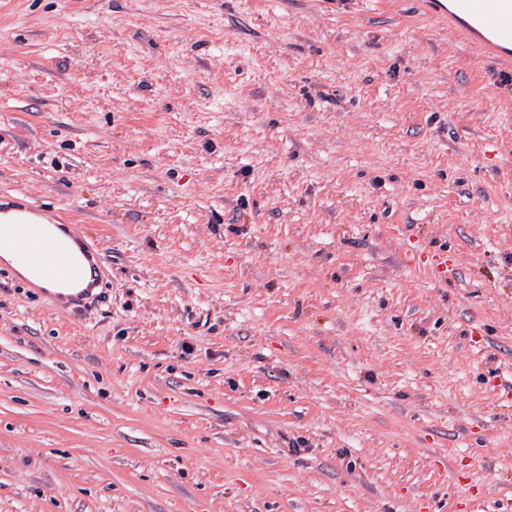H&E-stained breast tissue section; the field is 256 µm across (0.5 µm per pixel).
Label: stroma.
I'll use <instances>...</instances> for the list:
<instances>
[{"mask_svg": "<svg viewBox=\"0 0 512 512\" xmlns=\"http://www.w3.org/2000/svg\"><path fill=\"white\" fill-rule=\"evenodd\" d=\"M0 512H512V68L416 0H0ZM29 211L14 204L0 205V245H7L13 249L19 259L28 262L30 257L43 252L34 271L39 281L51 282L82 288H60L61 292L50 293V298L62 301L68 306L87 308L100 302L104 297L105 261L96 247L88 242L84 243V259L88 265L79 259L76 263L69 254L66 245L62 242H45L40 231H32V218ZM86 265L90 277L86 282ZM101 287V288H100ZM101 289V290H100Z\"/></svg>", "mask_w": 512, "mask_h": 512, "instance_id": "35a3bbf8", "label": "stroma"}]
</instances>
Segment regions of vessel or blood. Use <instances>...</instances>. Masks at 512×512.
<instances>
[{"label": "vessel or blood", "instance_id": "obj_1", "mask_svg": "<svg viewBox=\"0 0 512 512\" xmlns=\"http://www.w3.org/2000/svg\"><path fill=\"white\" fill-rule=\"evenodd\" d=\"M421 11L448 24L457 37L480 57L512 62V0H418ZM28 210L0 205V245L21 260L40 254L34 271L40 281L61 285L57 300L80 308L103 298L105 261L94 245H86L83 261L72 259L64 243H46L32 230Z\"/></svg>", "mask_w": 512, "mask_h": 512}]
</instances>
